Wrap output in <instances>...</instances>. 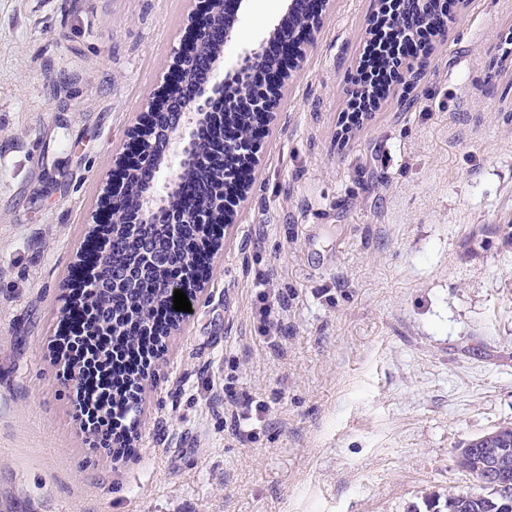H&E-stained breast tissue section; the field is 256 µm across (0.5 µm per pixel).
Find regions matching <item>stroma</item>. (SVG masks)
<instances>
[{
  "mask_svg": "<svg viewBox=\"0 0 512 512\" xmlns=\"http://www.w3.org/2000/svg\"><path fill=\"white\" fill-rule=\"evenodd\" d=\"M195 0H0V512H430L512 422V0L451 23L359 129L372 0H329L124 452L89 448L49 341L128 130ZM281 0H251L241 45ZM285 301L275 346L250 283ZM265 401L253 438L224 395ZM230 397V399L227 400V402H224V410L227 411V413L231 417L232 426L236 433H243L248 434V436L251 437V429H248V421L252 419L250 415L252 412V402L249 404V408H247V412L240 411L237 407V402L235 398H233L231 395H226L225 397ZM250 412V413H249Z\"/></svg>",
  "mask_w": 512,
  "mask_h": 512,
  "instance_id": "35a3bbf8",
  "label": "stroma"
}]
</instances>
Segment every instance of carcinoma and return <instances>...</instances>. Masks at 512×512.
<instances>
[{"mask_svg":"<svg viewBox=\"0 0 512 512\" xmlns=\"http://www.w3.org/2000/svg\"><path fill=\"white\" fill-rule=\"evenodd\" d=\"M222 54L224 44L216 40H205L196 47V55L202 61ZM224 119L242 128L249 126L255 119L251 100L234 97L224 112ZM201 135L202 162L190 166L181 181L183 186L194 188V196L210 199L233 173L235 162L224 153V127L207 126ZM128 178L133 191L126 199V212L139 214L144 191L140 170H130ZM146 234L154 244L153 255L148 260L138 247L139 239ZM204 249L202 229L196 224L182 225L181 235L176 239L169 234L167 225H112V245L103 264L114 268L136 264L143 267V273L100 288L84 299L91 335L99 336L110 329L113 342L136 348L143 333L154 329V312L141 317L145 300L151 298L156 306L164 305L161 286L176 277L178 264L188 258L198 261ZM98 360L112 374V409L116 415L125 419L137 412L133 390L138 388L140 375L114 363L112 350L107 347H98ZM460 453L465 455L466 471L482 484V492L451 493L446 512H512V424L500 425L471 440Z\"/></svg>","mask_w":512,"mask_h":512,"instance_id":"carcinoma-1","label":"carcinoma"}]
</instances>
